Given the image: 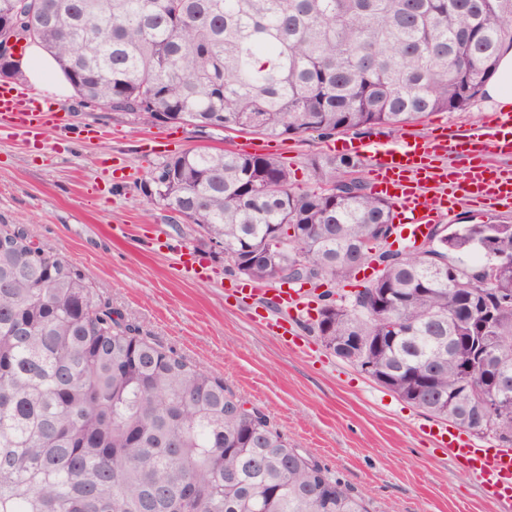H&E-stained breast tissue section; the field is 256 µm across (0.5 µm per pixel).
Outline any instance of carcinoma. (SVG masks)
Returning a JSON list of instances; mask_svg holds the SVG:
<instances>
[{
  "mask_svg": "<svg viewBox=\"0 0 512 512\" xmlns=\"http://www.w3.org/2000/svg\"><path fill=\"white\" fill-rule=\"evenodd\" d=\"M33 34L83 102L145 126L293 138L385 128L466 110L512 39V0H28ZM314 156L296 190L277 160L191 149L143 194L251 281L322 276L312 329L338 357L432 416L512 448V392L485 376L494 345L512 370V224H450L424 252L370 253L393 204ZM288 249L265 255L271 239ZM0 512H368L314 456L290 446L224 380L139 334L67 259L0 229ZM307 266L296 267L297 255ZM470 254V262L457 259Z\"/></svg>",
  "mask_w": 512,
  "mask_h": 512,
  "instance_id": "carcinoma-1",
  "label": "carcinoma"
}]
</instances>
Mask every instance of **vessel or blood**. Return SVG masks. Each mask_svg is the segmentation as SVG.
<instances>
[{"mask_svg":"<svg viewBox=\"0 0 512 512\" xmlns=\"http://www.w3.org/2000/svg\"><path fill=\"white\" fill-rule=\"evenodd\" d=\"M15 129L37 140L49 114L39 99L12 87L0 88V114ZM340 154H372L371 189L393 202L400 214L397 245L426 236L447 206L462 202L494 210L512 205V113L494 112L467 136L440 132L388 144L380 141H333ZM427 432L484 491L512 512V451L481 446L465 429L431 424Z\"/></svg>","mask_w":512,"mask_h":512,"instance_id":"1","label":"vessel or blood"}]
</instances>
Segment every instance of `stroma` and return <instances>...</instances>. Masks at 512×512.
<instances>
[{"label":"stroma","mask_w":512,"mask_h":512,"mask_svg":"<svg viewBox=\"0 0 512 512\" xmlns=\"http://www.w3.org/2000/svg\"><path fill=\"white\" fill-rule=\"evenodd\" d=\"M37 96L63 106L61 125L46 128L33 145L0 119V224L29 228L36 244L65 255L141 335L223 378L293 447L360 495L368 512H498L478 481L421 431L430 415L326 349L311 328H303L298 347L269 331L265 317L281 315L273 291L242 299L223 249L196 226L174 223L141 191L166 155L193 147L268 153L287 166L294 187L306 188L310 159L328 153L325 139L145 127L81 105L72 93ZM489 113L479 98L465 111L368 136L397 142L438 127L465 134ZM183 247L201 257V277L176 266Z\"/></svg>","instance_id":"1"}]
</instances>
